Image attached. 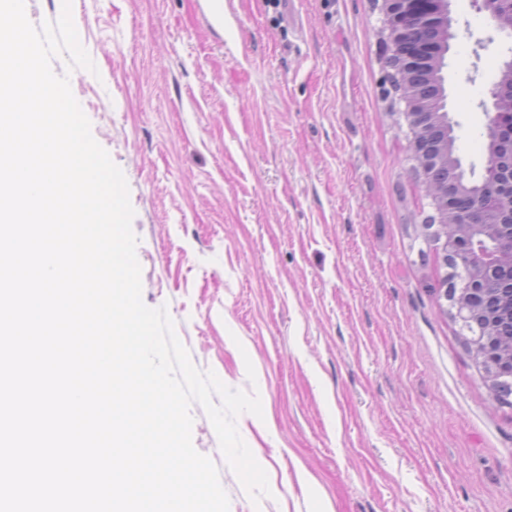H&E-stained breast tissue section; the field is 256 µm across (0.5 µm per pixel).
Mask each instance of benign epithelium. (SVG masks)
<instances>
[{
  "label": "benign epithelium",
  "instance_id": "benign-epithelium-1",
  "mask_svg": "<svg viewBox=\"0 0 512 512\" xmlns=\"http://www.w3.org/2000/svg\"><path fill=\"white\" fill-rule=\"evenodd\" d=\"M482 8L493 27L512 37V0H481ZM383 32L386 35L389 50H394L402 42L407 33V23L412 18L425 22L429 36L416 42L410 48L409 56H425L428 60L445 65V58L453 38L451 0H381ZM437 94L431 97L404 95V108L400 117L407 126L410 138H415L416 132L428 124L448 122L446 109L447 93L444 82L436 84ZM512 90V59L506 62L500 72L498 82L491 84L489 89L492 100L491 109L487 110L488 147L486 170L493 171L497 164L496 149L512 146V113L502 109L504 94ZM411 152L421 173L432 167H440L448 163V151L433 152L417 151L416 143H410ZM451 186L446 184L441 188H425L426 195L436 211L439 224L452 222L456 231L453 234L441 232L439 243L441 249L456 252L460 248L462 237L470 239L466 245V264L471 268H484L497 262L498 252L486 246L485 241L477 235L467 233L470 224L474 223L471 215H462L452 220L448 219V193ZM479 212L494 215L501 211L512 212V187L507 186L502 194L494 199L476 202Z\"/></svg>",
  "mask_w": 512,
  "mask_h": 512
}]
</instances>
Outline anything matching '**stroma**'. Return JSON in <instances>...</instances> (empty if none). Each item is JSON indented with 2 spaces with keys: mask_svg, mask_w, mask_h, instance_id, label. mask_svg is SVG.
I'll list each match as a JSON object with an SVG mask.
<instances>
[{
  "mask_svg": "<svg viewBox=\"0 0 512 512\" xmlns=\"http://www.w3.org/2000/svg\"><path fill=\"white\" fill-rule=\"evenodd\" d=\"M205 2L72 0L96 69L52 68L127 180L143 302L260 396L236 419L256 501L190 407L229 512H512V406L443 296L375 0H234L212 26ZM452 18L448 111L479 176L512 38L473 0Z\"/></svg>",
  "mask_w": 512,
  "mask_h": 512,
  "instance_id": "obj_1",
  "label": "stroma"
}]
</instances>
